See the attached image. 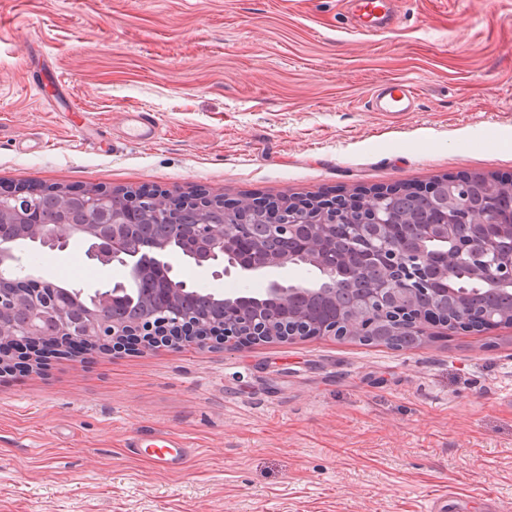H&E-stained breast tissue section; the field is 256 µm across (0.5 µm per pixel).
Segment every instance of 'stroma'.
<instances>
[{
  "label": "stroma",
  "mask_w": 512,
  "mask_h": 512,
  "mask_svg": "<svg viewBox=\"0 0 512 512\" xmlns=\"http://www.w3.org/2000/svg\"><path fill=\"white\" fill-rule=\"evenodd\" d=\"M0 0V185L334 196L512 176V0ZM392 80L409 112L369 100ZM155 134L130 139L132 114ZM23 247L86 292L118 265ZM190 448L175 468L155 439ZM143 443L132 454L131 441ZM512 512V327L90 352L0 376V512ZM391 1L386 0H361L358 1L357 9L361 13V17L364 19L363 27L366 32H372L376 30L382 19V14L388 8V4Z\"/></svg>",
  "instance_id": "35a3bbf8"
}]
</instances>
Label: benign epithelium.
<instances>
[{
    "label": "benign epithelium",
    "instance_id": "benign-epithelium-1",
    "mask_svg": "<svg viewBox=\"0 0 512 512\" xmlns=\"http://www.w3.org/2000/svg\"><path fill=\"white\" fill-rule=\"evenodd\" d=\"M476 182L473 177L464 181L454 178L430 188L445 223L424 226L420 239L411 243L392 233V223L383 207V202L395 193L393 188L348 201L320 199L310 203L282 198L270 206L279 213V218L264 228L272 235L306 231V246L291 255H270L258 240L239 243L240 236L247 235L250 207L230 208L232 224L201 222L182 226L183 233L194 242V252L182 259L207 277L217 280L234 273L247 279L271 269L303 264L318 269L323 276L322 284L330 286L335 282L336 266L326 255V237L336 225H347L368 258L382 265L388 275L361 299L362 306L354 315L337 324L319 325L291 312L293 298L315 294L320 289L300 288L278 279L268 280L261 297L245 296L233 290L218 295L224 303L222 325L174 304L129 321L116 310L124 291L120 284L114 285L112 294L99 297L95 307L77 324L71 317L75 298L68 290L56 289L58 300L50 305L36 291L16 289L11 295L12 306L26 310L27 320L16 324L0 308V374L20 364H44L55 355L70 352L77 342L115 353L130 346L143 352L161 345L205 349L214 340L242 348L311 336L371 341L382 330L395 336L405 329H413L422 338L433 328L448 331L495 328V321L475 316L464 295L454 288L449 289L456 299L451 312L432 307L425 314L415 304V296L429 291L434 279H451L460 265L468 267L470 275L480 278L487 286L512 298V250L507 254L501 252V240L512 242V224H496V235H487L486 228L495 224L496 215L475 202L472 189ZM65 195L70 198V204L86 214V223L70 224L65 217L58 224L41 223L24 190L0 193V198L9 199L11 205L7 211L0 207V219L6 217L13 224L30 228L31 240L51 250L65 248L74 239L88 240L93 245L92 259L105 268L119 262L129 269L133 278L143 275L155 262L172 268L170 262L163 261L170 253L158 243L149 242L151 259L129 243L134 215L141 209L152 210L167 224H178V208L170 194L132 195L123 210L112 206L110 190H67ZM195 205L205 214L224 207V198L200 194L195 196ZM424 238L453 242L456 261L440 267L439 258L429 254L422 245ZM16 251L14 240L0 238L1 271L18 262Z\"/></svg>",
    "mask_w": 512,
    "mask_h": 512
}]
</instances>
